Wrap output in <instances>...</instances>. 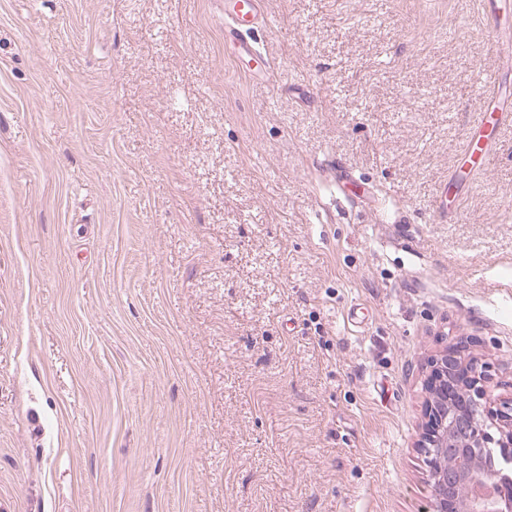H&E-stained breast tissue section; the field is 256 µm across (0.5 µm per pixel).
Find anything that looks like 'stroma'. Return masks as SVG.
Masks as SVG:
<instances>
[{"label": "stroma", "instance_id": "stroma-1", "mask_svg": "<svg viewBox=\"0 0 512 512\" xmlns=\"http://www.w3.org/2000/svg\"><path fill=\"white\" fill-rule=\"evenodd\" d=\"M0 0V512H428L431 358L512 399V0ZM448 188V206L437 191ZM262 20V0L224 1V42H232L241 55L264 59L251 37ZM496 80L497 78L495 73H489L485 76V82L488 86V93L480 102L478 109V112L481 114V118L478 122L480 123L478 126V134H475L471 137L469 153H471V157L477 156L476 162L480 163L481 165L486 162L490 154L491 143L488 142V139L494 129V126L499 121L500 113L508 112L505 108L497 103V98L494 96Z\"/></svg>", "mask_w": 512, "mask_h": 512}]
</instances>
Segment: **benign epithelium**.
I'll use <instances>...</instances> for the list:
<instances>
[{"instance_id":"benign-epithelium-1","label":"benign epithelium","mask_w":512,"mask_h":512,"mask_svg":"<svg viewBox=\"0 0 512 512\" xmlns=\"http://www.w3.org/2000/svg\"><path fill=\"white\" fill-rule=\"evenodd\" d=\"M486 366L450 349L431 361L418 446L430 468L431 512H512V401L488 403Z\"/></svg>"}]
</instances>
